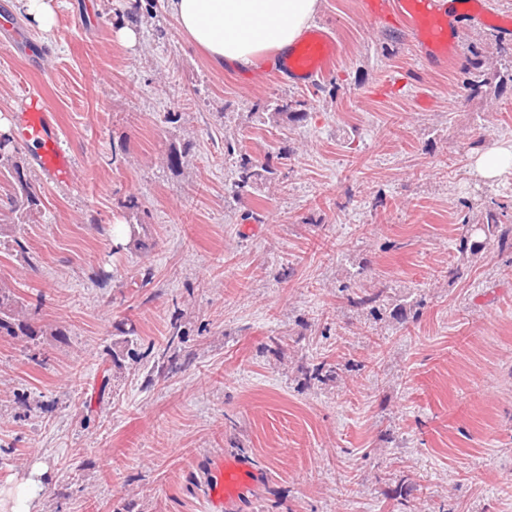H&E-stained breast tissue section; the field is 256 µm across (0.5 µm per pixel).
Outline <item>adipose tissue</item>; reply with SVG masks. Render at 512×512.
Instances as JSON below:
<instances>
[{
  "mask_svg": "<svg viewBox=\"0 0 512 512\" xmlns=\"http://www.w3.org/2000/svg\"><path fill=\"white\" fill-rule=\"evenodd\" d=\"M166 7L216 67L252 68L301 37L318 0H166Z\"/></svg>",
  "mask_w": 512,
  "mask_h": 512,
  "instance_id": "ef3b65f1",
  "label": "adipose tissue"
}]
</instances>
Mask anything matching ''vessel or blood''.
<instances>
[{"instance_id": "obj_1", "label": "vessel or blood", "mask_w": 512, "mask_h": 512, "mask_svg": "<svg viewBox=\"0 0 512 512\" xmlns=\"http://www.w3.org/2000/svg\"><path fill=\"white\" fill-rule=\"evenodd\" d=\"M439 0H361V11L372 22L406 29L421 58L441 68L457 52L458 20L438 8ZM338 48L322 26L313 28L282 58L285 79L299 86L316 83L336 62ZM18 130L24 142L38 147V163L49 183L72 182L74 164L61 145L60 124L42 91L33 85L18 98ZM262 468L230 458L214 457L206 477V512H232L233 505L262 484Z\"/></svg>"}]
</instances>
